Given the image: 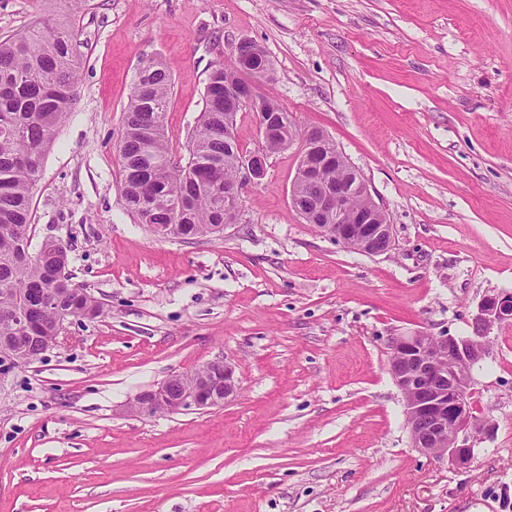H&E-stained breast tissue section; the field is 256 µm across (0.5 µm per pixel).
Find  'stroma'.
I'll return each instance as SVG.
<instances>
[{
	"instance_id": "35a3bbf8",
	"label": "stroma",
	"mask_w": 512,
	"mask_h": 512,
	"mask_svg": "<svg viewBox=\"0 0 512 512\" xmlns=\"http://www.w3.org/2000/svg\"><path fill=\"white\" fill-rule=\"evenodd\" d=\"M72 20L78 101L33 192L31 251L55 236L104 304L31 363L0 362V512H507L512 323L471 402L494 424L464 468L411 445L390 336H467L512 290V0H0V38ZM248 38L263 94L317 125L393 225L368 256L290 204L272 155L223 235L158 238L125 209L117 151L140 64L173 75L167 138L187 160L216 62ZM236 397L131 414L141 390L218 358Z\"/></svg>"
}]
</instances>
